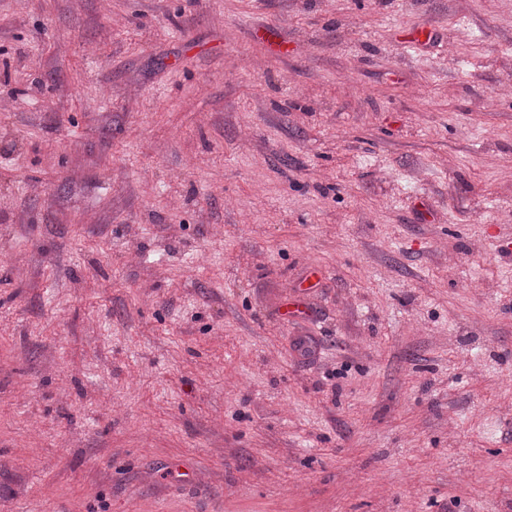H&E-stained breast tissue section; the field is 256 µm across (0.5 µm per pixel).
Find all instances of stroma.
Instances as JSON below:
<instances>
[{
    "instance_id": "stroma-1",
    "label": "stroma",
    "mask_w": 512,
    "mask_h": 512,
    "mask_svg": "<svg viewBox=\"0 0 512 512\" xmlns=\"http://www.w3.org/2000/svg\"><path fill=\"white\" fill-rule=\"evenodd\" d=\"M0 512H512V0H0Z\"/></svg>"
}]
</instances>
